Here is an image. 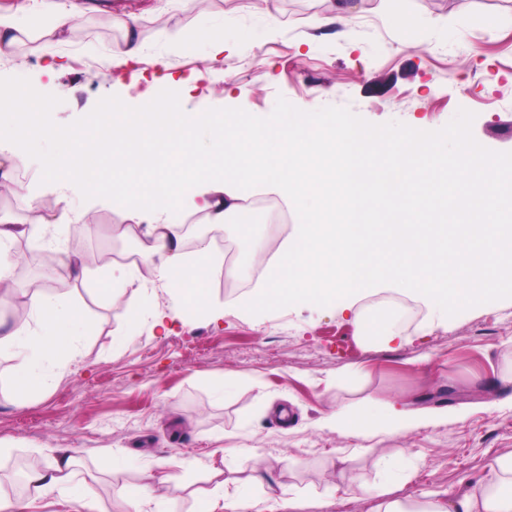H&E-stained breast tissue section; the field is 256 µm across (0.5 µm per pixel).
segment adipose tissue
I'll use <instances>...</instances> for the list:
<instances>
[{
    "instance_id": "obj_1",
    "label": "adipose tissue",
    "mask_w": 512,
    "mask_h": 512,
    "mask_svg": "<svg viewBox=\"0 0 512 512\" xmlns=\"http://www.w3.org/2000/svg\"><path fill=\"white\" fill-rule=\"evenodd\" d=\"M74 14V6L63 0H50L37 18L1 13L0 57L11 54L23 39H49L65 32ZM142 101L144 110L138 122L127 127L128 140H139L146 128L160 139L204 129L211 137L209 156L199 163L186 160L178 171L158 157L137 164L122 160L114 163L111 182L95 184L98 193L122 198L135 191L151 201L128 227L137 259L120 275L92 272L57 244L49 246V273L92 281L97 295L109 298L130 292L137 296L149 279L176 293L174 303L164 308L135 299L128 308L129 323H137L147 312L154 328L167 334L174 325L189 320L215 323L223 318V306L215 304L209 292L215 272L211 242L198 239L194 251H186L184 236L168 217L183 193L197 190L201 175L219 163L225 166L222 177L214 179L208 191H201L202 201L196 207L210 227L223 226L229 217L243 212L241 189L251 184L287 189L289 207L306 218L287 247L279 251L277 262L267 267L252 304L313 296L348 310L363 290L389 281L421 293L438 308H462L480 302L503 284L512 285V194L501 187L502 179L512 173V161L471 151L459 131H452L444 141L431 139L416 127L382 141L374 131L346 116L324 124L316 113L299 112L290 128L250 122L240 133L230 134L212 113L185 111L177 101L158 100L153 89L143 92ZM48 112L43 96L28 81L15 80L8 89L0 88V114L14 117L6 138L17 148L10 157V168L0 169V188L20 193L13 168L23 161L21 147L39 138L73 143V134L52 125ZM355 168L368 174L381 172L383 195L391 210L405 204L419 217L413 231L393 232L381 241L387 261L380 267L368 259L371 227L351 178ZM460 170L466 173L463 189L455 200H448L439 186ZM446 212L481 215L486 228L478 235L449 238L447 226L438 222ZM78 221L68 195L61 193L38 224H0V308L17 301L34 318L30 324L0 318V351H11L18 358L10 385L21 398L51 391L79 363L93 325L59 296L21 287L14 278L19 258L10 246L27 233L42 235L54 225ZM447 420L444 411L398 409L383 399L355 410H336L323 418L329 428L365 438ZM73 465L69 456L55 460L47 469H31L26 482L40 496L61 497L72 512H104L90 483L75 479ZM169 465V460L160 459L140 469L138 483L120 490L122 512H169L168 502L156 497L157 489L173 480ZM278 501L272 490L260 502L244 488L229 491L220 485L196 500L195 512H276ZM416 512H512V458L496 460L490 475L461 491L424 494Z\"/></svg>"
}]
</instances>
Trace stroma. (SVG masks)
I'll return each instance as SVG.
<instances>
[{
  "label": "stroma",
  "instance_id": "obj_1",
  "mask_svg": "<svg viewBox=\"0 0 512 512\" xmlns=\"http://www.w3.org/2000/svg\"><path fill=\"white\" fill-rule=\"evenodd\" d=\"M79 11L65 43L20 44L0 60V80L28 79L45 97L50 121L81 140L103 138L127 125L144 89L127 71L112 68L113 48L124 40L112 18H139L144 46L139 68L156 79L155 95L181 94L186 109L225 116L229 131L244 118L286 121L293 112L320 117L344 113L379 134L424 127L429 136L463 129L480 152L512 158V0H404L418 19L411 37L390 27L382 0H364L349 28L319 27L329 0H71ZM275 34H265L268 20ZM203 24L223 27L226 47L210 60L206 45L193 40ZM190 33L182 47L167 34ZM53 50L64 67L41 73ZM194 75V87L163 82V72ZM122 102L103 111L108 101ZM61 145L38 141L15 172L24 194L0 189V219L34 224L39 212L30 197L50 202L61 175ZM77 176L68 196L86 229L74 234L62 224L57 237L69 254L90 266L125 264L132 240L118 236L145 208L136 194L123 199L95 196L91 186L112 177L85 156H74ZM268 243L267 250L240 252L237 265L248 282L230 290L216 270L211 295L224 306L215 324L199 322L164 335L144 317L134 339L116 346L127 328L128 296L110 300L91 294L88 284L50 278L39 264L44 239L29 237L15 269L20 281L42 279L46 288L83 307L95 325L80 363L47 394L18 402L9 389L16 360L0 352V483L12 482L14 461L46 465L64 452L78 477L87 479L104 502L118 500L122 485L138 480V467L161 458L175 460L178 487H161L176 512H191L193 496L216 483L245 485L255 471L283 502L278 512H369L373 498L337 491L341 460L351 457L357 483L382 482L366 440L322 423L323 416L387 398L420 409L445 410L447 423L374 438L392 456L399 476L396 497L415 499L428 491L458 489L483 477L497 458L512 456V291L462 310L440 313L420 294L411 299L419 317L393 340L360 336L355 313L369 300L394 295V288L365 290L349 311L314 298L270 302L250 311L244 303L257 291L255 268L267 266L285 236L269 213L248 210L223 229L238 242L239 224ZM223 395H216V387ZM123 453L134 469L109 474L106 449ZM227 448L234 457H224Z\"/></svg>",
  "mask_w": 512,
  "mask_h": 512
}]
</instances>
